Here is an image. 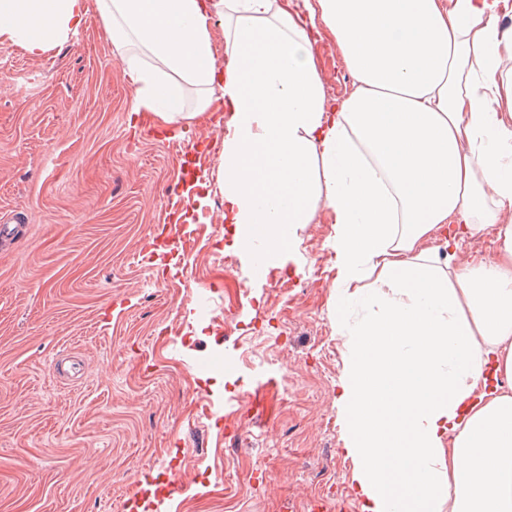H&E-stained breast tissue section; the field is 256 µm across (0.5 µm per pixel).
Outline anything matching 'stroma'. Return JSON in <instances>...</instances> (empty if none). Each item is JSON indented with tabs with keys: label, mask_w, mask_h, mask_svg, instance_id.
<instances>
[{
	"label": "stroma",
	"mask_w": 512,
	"mask_h": 512,
	"mask_svg": "<svg viewBox=\"0 0 512 512\" xmlns=\"http://www.w3.org/2000/svg\"><path fill=\"white\" fill-rule=\"evenodd\" d=\"M315 52L347 97L328 30ZM129 94L98 13L42 56L0 47V216L17 221L0 246V512H125L174 469L166 512H361L336 404L329 211L255 278L230 246L214 112L185 138L129 112ZM189 144L211 189L199 209Z\"/></svg>",
	"instance_id": "35a3bbf8"
}]
</instances>
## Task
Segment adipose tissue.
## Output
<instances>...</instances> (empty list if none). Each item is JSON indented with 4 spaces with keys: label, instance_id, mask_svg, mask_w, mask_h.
I'll return each mask as SVG.
<instances>
[{
    "label": "adipose tissue",
    "instance_id": "obj_1",
    "mask_svg": "<svg viewBox=\"0 0 512 512\" xmlns=\"http://www.w3.org/2000/svg\"><path fill=\"white\" fill-rule=\"evenodd\" d=\"M499 0H0V45L38 57L103 18L130 109L224 126V221L292 254L329 210L337 408L361 512H512V27ZM354 89L331 101L306 19ZM224 25L217 69L209 27ZM202 87L187 106L183 85ZM492 257L456 263L461 237ZM363 314L350 322L352 306Z\"/></svg>",
    "mask_w": 512,
    "mask_h": 512
}]
</instances>
